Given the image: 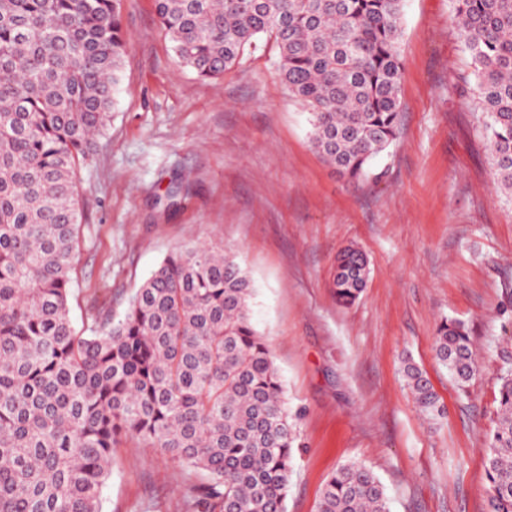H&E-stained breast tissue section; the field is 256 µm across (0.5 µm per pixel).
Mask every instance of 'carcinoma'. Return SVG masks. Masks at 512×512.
Listing matches in <instances>:
<instances>
[{
  "label": "carcinoma",
  "instance_id": "obj_1",
  "mask_svg": "<svg viewBox=\"0 0 512 512\" xmlns=\"http://www.w3.org/2000/svg\"><path fill=\"white\" fill-rule=\"evenodd\" d=\"M404 0H155L180 62L216 80L268 35L310 143L348 182L374 176L397 139ZM472 60L493 181L512 195V0H454ZM129 39L120 0H0V512H101L123 440L200 471L186 512H285L301 447L297 415L251 316L252 279L231 253L168 255L117 318L70 317L80 223L76 171L106 127ZM363 251L336 256V302L354 304ZM435 357L464 386L477 371L465 324L443 319ZM420 411L439 398L410 357ZM484 459L486 512H512V370L497 377ZM316 512H391L366 466L325 482Z\"/></svg>",
  "mask_w": 512,
  "mask_h": 512
}]
</instances>
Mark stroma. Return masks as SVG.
I'll return each instance as SVG.
<instances>
[{
	"label": "stroma",
	"instance_id": "obj_1",
	"mask_svg": "<svg viewBox=\"0 0 512 512\" xmlns=\"http://www.w3.org/2000/svg\"><path fill=\"white\" fill-rule=\"evenodd\" d=\"M121 12L130 49L115 104L76 175L75 330L92 307L123 312L172 252L224 249L252 278L253 321L300 414L286 512H315L348 461L380 478L391 512H486L497 376L512 368V196L493 183L452 0H405L399 135L375 162L382 179L359 183L312 148L272 39L202 81L176 57L154 0H121ZM350 244L370 275L343 307L329 282ZM446 317L483 349L464 388L434 358ZM406 354L427 372L440 417L425 419L406 389ZM200 480L131 440L112 460L102 512H186Z\"/></svg>",
	"mask_w": 512,
	"mask_h": 512
}]
</instances>
